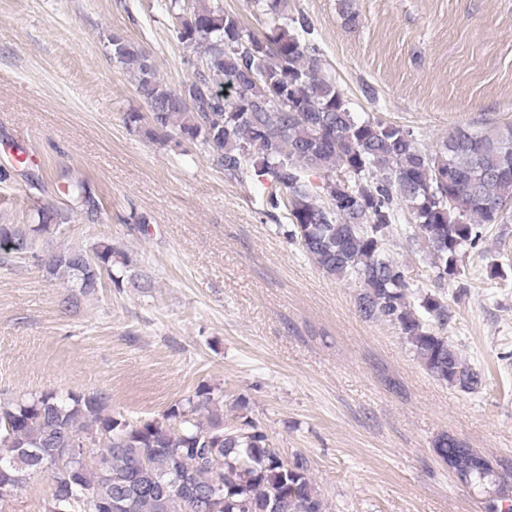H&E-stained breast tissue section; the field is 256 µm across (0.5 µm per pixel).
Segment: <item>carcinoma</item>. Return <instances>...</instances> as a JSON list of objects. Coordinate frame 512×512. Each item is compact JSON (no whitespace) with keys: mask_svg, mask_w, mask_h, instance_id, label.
Masks as SVG:
<instances>
[{"mask_svg":"<svg viewBox=\"0 0 512 512\" xmlns=\"http://www.w3.org/2000/svg\"><path fill=\"white\" fill-rule=\"evenodd\" d=\"M265 32L257 35L220 0L165 4L177 21L178 40L192 69L179 87L164 82L151 55L114 32L106 51L129 73L147 113L128 112L133 132L174 145L186 154L207 153L234 179L253 176L267 210L284 209L286 237L328 278L359 284L357 310L400 330L414 357L437 381L473 393L480 372L465 362L433 326L446 328L445 282L461 274L468 250L483 227L512 218V125L462 128L434 149L409 130L378 118L357 119L331 66L305 39L304 15H288V0H256ZM148 128H142V123ZM323 173L316 190L305 173ZM66 194L87 205L86 185ZM407 211L413 240L427 249L435 291L413 289L404 269L386 253L393 224ZM35 224H0V242L18 248L0 253V265L35 258L43 277L67 288L60 299L76 309L95 297L104 280L135 290L152 287L130 273L126 253L110 240L50 246L71 223L69 208L47 206ZM224 418V390L202 382L159 418L130 422L112 411L104 392L46 390L0 398V487L22 485L42 472L54 492L44 512H194L192 490L205 493L200 512H327L307 467L286 462L267 432L243 413ZM83 442L57 455L71 439ZM446 462L465 456L459 482L495 494L488 512H512V489L487 459L448 434L433 442ZM56 457L55 469L42 462Z\"/></svg>","mask_w":512,"mask_h":512,"instance_id":"cac0c4a2","label":"carcinoma"}]
</instances>
